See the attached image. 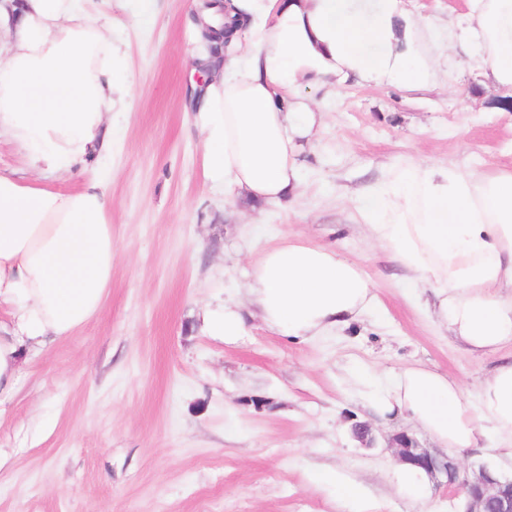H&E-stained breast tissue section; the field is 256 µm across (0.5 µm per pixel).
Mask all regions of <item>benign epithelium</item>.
Returning <instances> with one entry per match:
<instances>
[{
  "instance_id": "obj_1",
  "label": "benign epithelium",
  "mask_w": 512,
  "mask_h": 512,
  "mask_svg": "<svg viewBox=\"0 0 512 512\" xmlns=\"http://www.w3.org/2000/svg\"><path fill=\"white\" fill-rule=\"evenodd\" d=\"M393 443L400 462L430 475H445L448 488L463 496L462 512H512V478L484 465L463 472L455 458L430 453L407 433L396 435Z\"/></svg>"
}]
</instances>
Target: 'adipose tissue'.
<instances>
[{"label": "adipose tissue", "mask_w": 512, "mask_h": 512, "mask_svg": "<svg viewBox=\"0 0 512 512\" xmlns=\"http://www.w3.org/2000/svg\"><path fill=\"white\" fill-rule=\"evenodd\" d=\"M232 49L213 70L194 125L204 176L252 207L287 203L302 182L298 155L320 110L303 85L421 87L438 59L420 32L471 48L485 76L512 89V0H467L460 32H439L402 0H230ZM111 21L82 0H0V137L38 173L89 172L59 191L0 168V413L16 395L26 352L69 336L104 304L115 246L106 161L113 113L131 109L132 74ZM368 237L407 273L421 303L474 353L512 346V172L410 162L354 198ZM247 295L264 324L301 341L340 336L380 302L360 266L330 245L283 240L254 265ZM353 373L381 416H402L445 447L492 442L512 458V358L496 362L475 398L424 365Z\"/></svg>", "instance_id": "ef3b65f1"}]
</instances>
